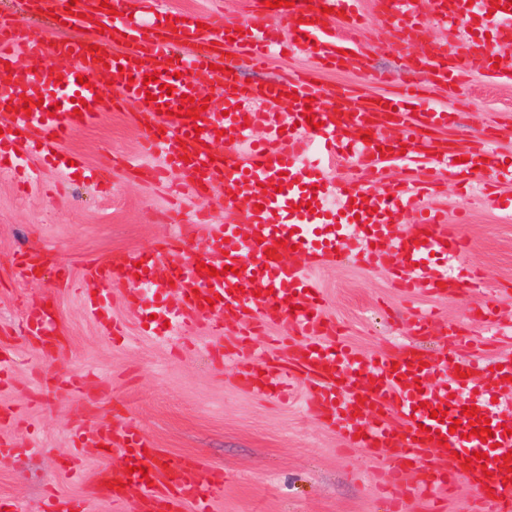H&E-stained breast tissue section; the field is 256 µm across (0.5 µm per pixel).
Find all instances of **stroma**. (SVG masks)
<instances>
[{"label":"stroma","instance_id":"35a3bbf8","mask_svg":"<svg viewBox=\"0 0 512 512\" xmlns=\"http://www.w3.org/2000/svg\"><path fill=\"white\" fill-rule=\"evenodd\" d=\"M366 16L361 42L369 68L354 63L320 71L324 90L361 88L381 94L412 72V61L429 48L453 49L464 26L446 27L425 19L422 38L409 51L391 50L392 24L376 0H361ZM159 11L201 15L211 21L242 19L252 0H159ZM13 14L36 35L72 38L52 14H30L25 0H0V12ZM309 51L294 48L273 56L256 72L242 67V78L271 82L311 69ZM385 75L373 82L372 72ZM432 96L455 112L454 123L439 132L458 152L474 138L489 134L500 159L512 160V82L487 81L474 75L455 91L444 87ZM142 130L133 109L105 113L78 129L63 146L61 164L49 167L38 156L16 150L0 162V350L11 353L13 369L0 385V439L13 450L0 458V498L18 504L20 512H44L50 495L85 502L87 512H110L95 483L100 467L119 470V457L98 449L75 447V430L86 423H131L155 447L172 456L200 460L201 477L221 471L224 490L212 512H384L383 491L374 479L393 467L392 454L369 456L364 449H345L336 427L306 405V385H292L288 400L259 398L242 385L250 357L221 367L212 363L215 344L233 350L240 328L224 327L212 336L208 319L173 336H147L143 314L128 300L126 288L113 284L106 299L113 318L125 326L124 340L105 335L81 299L49 278L21 279L16 257L39 247L51 258V269L80 277L87 261L114 260L128 251H153L169 245L179 231L168 223L173 204L192 222L199 203L178 173L156 184L145 169L161 158L140 151ZM80 155L87 168L103 169L104 183L75 176L65 160ZM449 221L465 216L462 232L472 247L449 273L480 275L483 288L466 296L410 294L381 269L359 262L328 263L314 273L325 317L361 357L383 351L447 350L450 335L483 346L485 324L474 311L494 305L505 342L484 348L485 364L512 357V177H500L490 194L473 191L460 199L455 184L430 199ZM51 303L62 326L64 343L51 358L39 355L21 332L28 301ZM432 311L436 323L428 333L415 330L411 313ZM78 458L81 474L68 463Z\"/></svg>","mask_w":512,"mask_h":512}]
</instances>
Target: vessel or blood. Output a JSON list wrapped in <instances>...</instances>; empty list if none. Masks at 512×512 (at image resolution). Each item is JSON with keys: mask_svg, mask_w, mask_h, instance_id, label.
Returning <instances> with one entry per match:
<instances>
[{"mask_svg": "<svg viewBox=\"0 0 512 512\" xmlns=\"http://www.w3.org/2000/svg\"><path fill=\"white\" fill-rule=\"evenodd\" d=\"M139 0H116L113 9L102 0H41L44 9L57 12L60 21L94 30L92 41L55 44L34 39L28 30L8 19L0 20V68L21 53L38 59L37 70L17 68L0 106H11L8 123L0 125V151L17 144L53 163L57 152L77 128L92 124L100 115L132 104L145 124L143 149L162 157L155 174L180 170L185 183L199 198L221 190L225 198L247 200L246 215L225 224H203L198 259L185 264L167 263V251L144 254L133 250L120 262L93 260L85 264L79 280H62L74 289L103 332L121 339L123 330L113 319L105 299L112 284L128 285L139 297L152 289L165 299L175 286L177 299L164 317L149 321L150 336H167L204 316H212L214 335L224 333L228 321L239 323L241 348L250 357L259 352L251 344L255 332L285 322L293 330L292 355L287 366L251 370L244 388L257 396H271L284 379L296 377L307 385L310 409L336 425L348 447L378 455L393 451L396 465L381 473L391 487L388 512H402L405 500L418 499L428 512H443L442 504L459 481L477 489L492 488L501 512H512V482L507 479L505 455L512 451V415L493 417L488 405L495 394L512 387V359L495 371L496 385L479 383L477 366L467 354L439 358L418 350L377 354L364 361L342 340L323 315L314 271L333 257L356 258L363 264L387 269L402 287L439 295L465 294L468 285L430 267L431 258L458 257L470 247L458 225L447 223L425 199L441 177L470 188L477 177L498 173L502 165L496 151L476 144L465 162L436 141L435 131L446 127L450 112L427 100L429 86H457L471 72L504 76L484 44L468 40L465 47L447 53L430 51L417 60V78L403 81L384 101L349 91L330 106L317 104L320 95L316 70L262 85L245 83L231 60L220 51L234 42L247 65L263 68L268 52L280 43L273 17L292 20V46L307 47L317 68H340L351 62L360 46L361 16L356 0H290L289 6L269 5L250 14L239 27L246 35L234 38V24L198 27L196 19L169 27L166 38H154L151 24L135 6ZM343 11L347 26L336 31L331 9ZM472 24L490 29L497 43L512 45V0H390L388 15L394 26V52H404L420 36L424 17L446 25L461 13ZM106 33H96V25ZM108 73L112 94H104L96 79ZM157 79L145 83L147 74ZM217 91L223 112L204 109L203 91ZM194 99L198 120L187 117L182 94ZM32 111H24V103ZM289 103L287 121L270 113V137L255 144L244 118L256 104ZM168 112H160V105ZM313 123H305V114ZM394 127L393 140L382 138ZM237 143L236 149L212 155L221 134ZM319 148L326 158L346 153L355 157L359 180L343 193L340 208L345 223L334 221L326 206L329 189L321 169L306 166L305 154ZM400 163L405 178L399 190L374 191L387 162ZM407 211L415 215L413 232H403L389 217ZM215 275H208V268ZM20 278L42 271V255L31 249L17 262ZM23 333L42 356H52L59 340V317L45 303H27ZM460 375L439 386L435 380L448 364ZM477 406L488 419L492 437L480 440L471 430L477 422L464 414ZM440 432L445 444L429 438ZM82 446L106 445L128 465L121 486L110 489L108 500L123 508L145 502L149 512H211L214 498L223 491L221 473L207 480L198 477L197 464L184 459L165 461L163 452L123 423L87 424L77 429ZM418 480H411V473Z\"/></svg>", "mask_w": 512, "mask_h": 512, "instance_id": "b4317fda", "label": "vessel or blood"}]
</instances>
